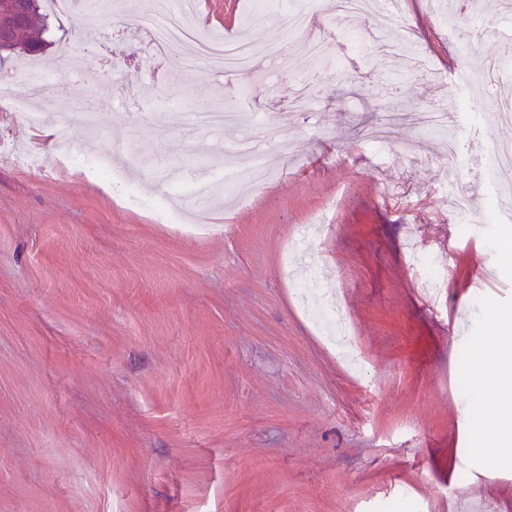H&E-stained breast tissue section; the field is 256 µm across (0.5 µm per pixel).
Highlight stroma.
<instances>
[{
	"label": "stroma",
	"instance_id": "1",
	"mask_svg": "<svg viewBox=\"0 0 512 512\" xmlns=\"http://www.w3.org/2000/svg\"><path fill=\"white\" fill-rule=\"evenodd\" d=\"M150 9L51 12L39 102L73 114L67 147L0 112V512H453L473 485L486 512H512V460L484 453L498 403L476 359L512 320V218L486 147L512 144V124L482 107L512 96V70L488 71L512 5L382 12L391 33L415 31L435 78L383 40L361 56L327 45L320 71L293 46L289 76L252 78L244 100L206 67L158 62ZM480 15L490 23L464 51L448 44L442 21ZM443 98L458 107L452 132L415 124ZM214 106L245 120L211 131L185 117ZM389 113L383 155L368 130ZM256 120L280 132L265 147L275 179L191 199L185 186L234 164L227 147ZM451 134L463 161L444 153ZM17 147L41 168L13 161ZM102 154L188 222L156 223L73 163ZM413 248L442 269L430 290ZM320 306L348 319L358 365L311 317ZM465 366L479 386H459Z\"/></svg>",
	"mask_w": 512,
	"mask_h": 512
}]
</instances>
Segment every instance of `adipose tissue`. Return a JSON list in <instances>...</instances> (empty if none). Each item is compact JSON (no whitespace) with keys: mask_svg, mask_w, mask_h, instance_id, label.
I'll return each instance as SVG.
<instances>
[{"mask_svg":"<svg viewBox=\"0 0 512 512\" xmlns=\"http://www.w3.org/2000/svg\"><path fill=\"white\" fill-rule=\"evenodd\" d=\"M479 363L500 403L510 408L509 413L494 419L493 429L498 434V454L512 457V337H492L480 354Z\"/></svg>","mask_w":512,"mask_h":512,"instance_id":"1","label":"adipose tissue"}]
</instances>
